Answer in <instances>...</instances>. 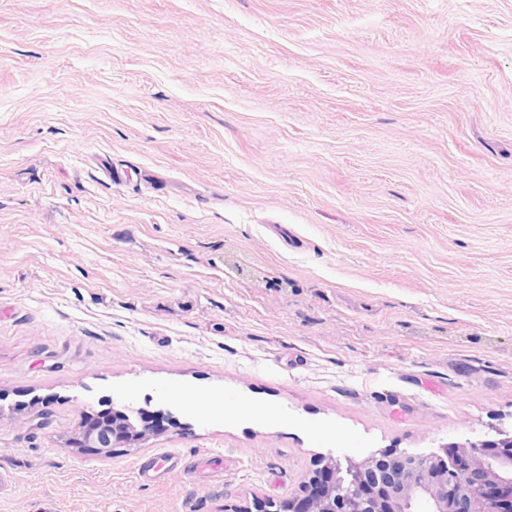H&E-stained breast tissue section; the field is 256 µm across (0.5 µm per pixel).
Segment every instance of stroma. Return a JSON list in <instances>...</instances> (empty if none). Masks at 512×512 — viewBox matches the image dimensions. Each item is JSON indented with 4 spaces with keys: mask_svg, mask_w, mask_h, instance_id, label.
<instances>
[{
    "mask_svg": "<svg viewBox=\"0 0 512 512\" xmlns=\"http://www.w3.org/2000/svg\"><path fill=\"white\" fill-rule=\"evenodd\" d=\"M129 407L170 424L79 443ZM511 430L512 0H0V512ZM119 425H125V428L119 429ZM109 427L112 429L110 432L111 437L107 438L104 432L100 433V435H95L92 431L84 433V437L86 440H94L102 448H111L112 440L113 442L115 441L117 443L138 442L142 441L153 433L149 426L144 425L142 429L137 430L136 426L129 421L119 422L115 427L112 425Z\"/></svg>",
    "mask_w": 512,
    "mask_h": 512,
    "instance_id": "obj_1",
    "label": "stroma"
}]
</instances>
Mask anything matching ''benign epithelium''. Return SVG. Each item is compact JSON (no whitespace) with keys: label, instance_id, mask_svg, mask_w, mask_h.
<instances>
[{"label":"benign epithelium","instance_id":"1","mask_svg":"<svg viewBox=\"0 0 512 512\" xmlns=\"http://www.w3.org/2000/svg\"><path fill=\"white\" fill-rule=\"evenodd\" d=\"M111 436L89 431L102 448L141 441L152 430L123 422ZM512 512V435L488 444L457 445L442 453L397 455L391 451L347 466L322 459L286 502L256 503L257 512Z\"/></svg>","mask_w":512,"mask_h":512}]
</instances>
